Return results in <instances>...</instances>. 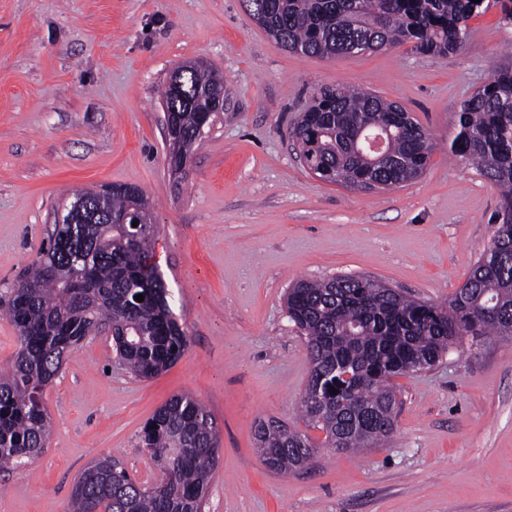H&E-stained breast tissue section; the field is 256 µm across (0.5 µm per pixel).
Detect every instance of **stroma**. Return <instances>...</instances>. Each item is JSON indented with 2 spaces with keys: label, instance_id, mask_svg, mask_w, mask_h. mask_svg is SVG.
Segmentation results:
<instances>
[{
  "label": "stroma",
  "instance_id": "obj_1",
  "mask_svg": "<svg viewBox=\"0 0 512 512\" xmlns=\"http://www.w3.org/2000/svg\"><path fill=\"white\" fill-rule=\"evenodd\" d=\"M459 53L402 45L320 58L281 48L242 0H0V369L18 348L6 308L41 256L56 211L82 189H142L159 270L188 336L148 380L86 340L45 389L43 453L0 470V512H69L73 486L112 456L137 482L160 471L139 435L171 397L215 420L219 460L204 512H512V338L464 337L395 378L397 428L357 455L320 449L305 470L262 462L258 420L301 426L310 362L285 297L299 280L365 276L441 303L490 244L499 193L455 153L453 114L512 65V21L469 22ZM224 78V110L184 174L167 162L162 92L179 64ZM353 86L411 112L437 149L385 190L316 178L290 130L316 89Z\"/></svg>",
  "mask_w": 512,
  "mask_h": 512
}]
</instances>
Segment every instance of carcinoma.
Returning a JSON list of instances; mask_svg holds the SVG:
<instances>
[{"mask_svg":"<svg viewBox=\"0 0 512 512\" xmlns=\"http://www.w3.org/2000/svg\"><path fill=\"white\" fill-rule=\"evenodd\" d=\"M496 8L512 20V0H252L250 17L283 49L319 57L349 55L407 43L429 56L455 54L469 20ZM222 77L194 66L175 105L180 145L169 164L182 170L200 132L196 114L216 109L205 95ZM455 151L474 162L500 190L493 245L465 283L443 303L411 299L361 276L299 281L288 289L289 319L303 335L310 375L300 400L307 432L261 421L254 438L263 462L280 473L308 466L321 448L354 453L392 435L393 378L436 364L463 336H512V69L495 71L454 113ZM384 134L386 157L369 166L351 150L363 128ZM291 138L320 179L361 189L392 188L423 174L435 147L401 106L363 89L321 87ZM114 223L54 228L49 246L12 288L7 309L19 347L0 373V468L40 454L51 433L43 391L65 358L89 337L112 329L119 363L152 378L184 354L187 336L153 256L155 225L144 192L116 190ZM138 226H133V223ZM141 294L144 300L135 301ZM337 393H332V390ZM164 477L153 487L103 457L74 485L72 512H202L219 459L216 425L201 402L180 394L161 405L140 436Z\"/></svg>","mask_w":512,"mask_h":512,"instance_id":"1","label":"carcinoma"}]
</instances>
